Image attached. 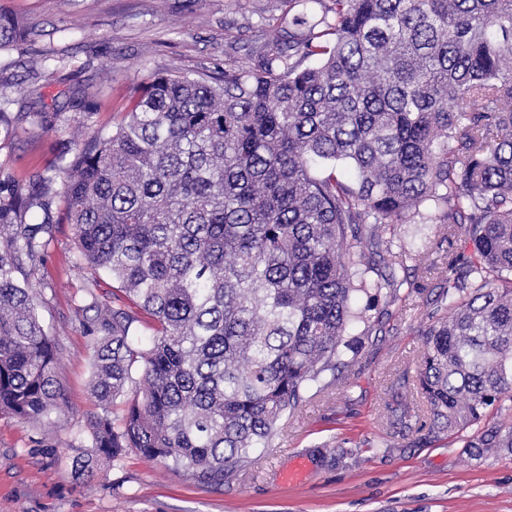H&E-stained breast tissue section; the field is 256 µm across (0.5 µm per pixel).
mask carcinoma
<instances>
[{
    "label": "carcinoma",
    "mask_w": 512,
    "mask_h": 512,
    "mask_svg": "<svg viewBox=\"0 0 512 512\" xmlns=\"http://www.w3.org/2000/svg\"><path fill=\"white\" fill-rule=\"evenodd\" d=\"M24 34L0 13V49ZM9 104L6 137L58 119ZM63 174L76 267L107 273L152 331L90 281L81 474L129 449L215 486L248 472L357 354L348 326L380 324L355 296L408 283L417 255L388 231L415 215L443 226L417 371L429 430L512 452V426L488 420L512 402V0H288V46L255 70L153 74ZM54 184L0 186V414L22 423L66 404L31 279L54 226L26 222Z\"/></svg>",
    "instance_id": "obj_1"
}]
</instances>
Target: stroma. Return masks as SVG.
<instances>
[{
    "label": "stroma",
    "instance_id": "stroma-1",
    "mask_svg": "<svg viewBox=\"0 0 512 512\" xmlns=\"http://www.w3.org/2000/svg\"><path fill=\"white\" fill-rule=\"evenodd\" d=\"M0 12L27 30L0 51L11 112L59 115L52 127L0 137V180L23 192L36 174L61 176L79 148L74 120L91 136L112 132L153 72L253 68L288 30L287 6L269 0H0ZM441 233L416 219L398 225L397 242L419 253L413 296L390 306L357 299L385 311L383 333L350 326L359 354L332 393L303 406L252 470L219 488L133 450L93 476L76 473L75 461L93 452L92 343L78 311L93 274L73 266L72 225H56L38 273L40 313L60 342L66 405L37 426L0 415V512H512V453L475 457L423 427L417 364L439 291L424 270Z\"/></svg>",
    "mask_w": 512,
    "mask_h": 512
}]
</instances>
